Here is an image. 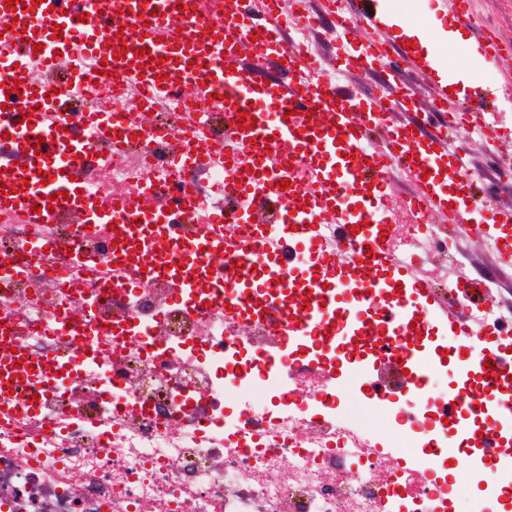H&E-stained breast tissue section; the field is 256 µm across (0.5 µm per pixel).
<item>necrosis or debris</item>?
<instances>
[{
    "label": "necrosis or debris",
    "mask_w": 512,
    "mask_h": 512,
    "mask_svg": "<svg viewBox=\"0 0 512 512\" xmlns=\"http://www.w3.org/2000/svg\"><path fill=\"white\" fill-rule=\"evenodd\" d=\"M123 23L110 10L97 28L75 23L50 68L0 48V82L19 83L24 112L35 87L59 91L63 127L86 144L69 162L81 201L159 217L154 247L191 285L130 272L138 225L89 226L63 208L36 228L0 210V357H28L0 397V512H448L451 448L486 485L463 512H497L512 500V458L491 453L483 433L512 421V399L482 386L460 413L457 388L434 385L450 345L430 317L390 315L391 289L363 280L315 287L336 261L322 249L335 227L320 216L284 233L278 284L262 268L221 265L202 229L263 252L281 215L260 180L243 192L236 166L187 159L188 113L218 143L232 122L209 98L182 90L151 108L117 78L92 90L74 82L97 32ZM104 107L134 121L121 149L90 121ZM243 211L249 223H235ZM385 218L388 246L406 261L451 260L444 225L394 198ZM338 297L355 311L340 343L301 319L306 303ZM403 351L415 356L408 372L426 365L425 387L382 380ZM352 398L409 444L404 467L348 415Z\"/></svg>",
    "instance_id": "obj_1"
}]
</instances>
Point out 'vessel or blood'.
Returning a JSON list of instances; mask_svg holds the SVG:
<instances>
[{"label": "vessel or blood", "mask_w": 512, "mask_h": 512, "mask_svg": "<svg viewBox=\"0 0 512 512\" xmlns=\"http://www.w3.org/2000/svg\"><path fill=\"white\" fill-rule=\"evenodd\" d=\"M68 5L66 13H59V2ZM124 16L138 23L146 14H155L162 29L159 34H145L141 46L147 55L163 58L172 86L202 95L220 97L225 111L241 110L247 118L241 127L225 138L224 148L230 159L249 163L265 160L263 151L267 142L287 146L291 154L308 158L313 166L315 187L288 195L281 211L284 223H303L311 212L322 215L327 223L351 225L369 229L367 255L360 256L350 247L346 235L323 241L327 251L335 252V282L343 284L359 272L375 274L376 270L393 271L403 284L401 293L406 304L420 307L442 323L451 336L467 346L469 358L462 364L463 373L482 370L491 364V384L507 381L512 376V331L488 330L478 316H460L452 306L434 299L420 268L408 266L390 249L381 247L382 213L377 205L388 193L390 181L384 173L383 159H390L407 179L418 186L416 195L405 198L408 206H418L434 219L462 226L472 220L476 199L472 183L462 157L451 148V139L458 132L448 123L446 103L449 94L439 89L429 116L438 118L441 134H423V121L415 124L391 123L379 108L381 99L393 89L391 78L382 80L378 89L362 95L338 93L336 88L314 80L312 64L306 63L304 53L283 44L279 8L252 17L237 15L223 28H207L199 24V36L186 37L179 32V20L173 19L170 0H118ZM100 0H42L43 25L39 31L25 26V9H9L0 0V21L9 23L10 34L0 43L21 49L28 44L41 46L46 63H53L57 53L67 52L63 38L57 37V28H70L75 17L95 13ZM382 12L358 7L357 0H345L344 7L331 10L327 30L338 43L336 66L349 73L372 70L375 63L388 62L392 74L408 68H419L420 63L411 50L395 46L380 34ZM263 31L266 52L264 60L277 73V80L264 83L244 67L241 57L250 49L255 31ZM365 41H358V34ZM120 72L131 86H144L152 97L164 90L154 70L142 66L131 54L120 60ZM473 93L462 111L464 120L478 122L484 117L485 84L483 79H471ZM384 129L387 146L382 151H369L368 143L373 129ZM33 137L43 136L40 146L24 142L21 152L31 155L40 149V170L49 174L47 184L38 186L35 194L23 190L25 172H17L0 182V207L12 205L26 212L29 223L42 224L49 220L48 197L62 192L69 202H76L75 187L68 170L56 167L52 158L56 146L65 133L56 121L50 104L36 109L29 126ZM359 198L364 208L358 216H350L343 202L344 196ZM482 237L502 265L512 266V209L495 207L483 220Z\"/></svg>", "instance_id": "b4317fda"}]
</instances>
